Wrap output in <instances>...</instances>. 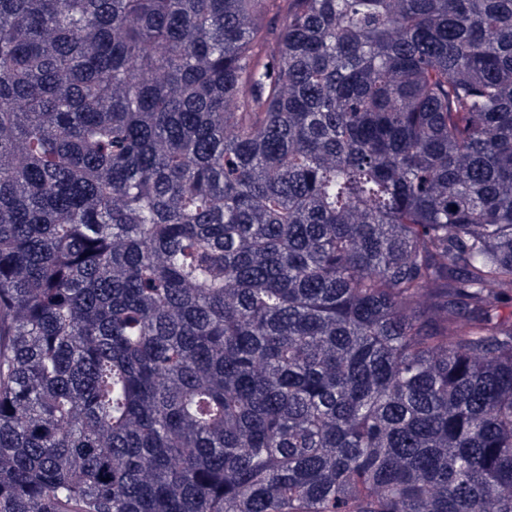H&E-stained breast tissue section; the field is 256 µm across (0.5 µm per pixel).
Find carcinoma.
<instances>
[{"label":"carcinoma","mask_w":512,"mask_h":512,"mask_svg":"<svg viewBox=\"0 0 512 512\" xmlns=\"http://www.w3.org/2000/svg\"><path fill=\"white\" fill-rule=\"evenodd\" d=\"M506 299L512 0H0V512H512Z\"/></svg>","instance_id":"1"}]
</instances>
